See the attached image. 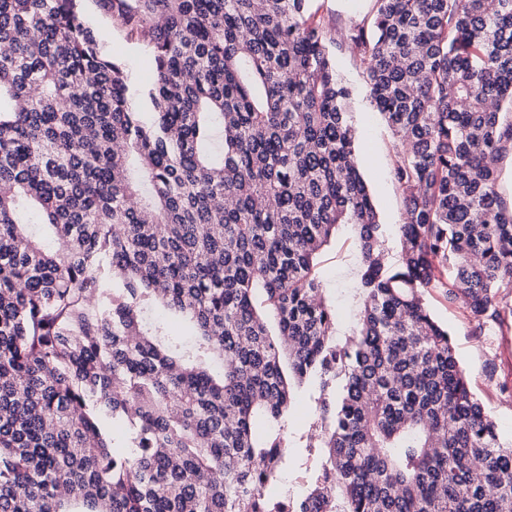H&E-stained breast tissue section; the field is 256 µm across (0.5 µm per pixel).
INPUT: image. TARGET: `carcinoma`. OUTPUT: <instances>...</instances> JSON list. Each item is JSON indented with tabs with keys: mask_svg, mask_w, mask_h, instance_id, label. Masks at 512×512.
<instances>
[{
	"mask_svg": "<svg viewBox=\"0 0 512 512\" xmlns=\"http://www.w3.org/2000/svg\"><path fill=\"white\" fill-rule=\"evenodd\" d=\"M87 2L0 0V512H512V448L423 301L503 321L512 0H374L349 31L396 140V269L308 0H93L154 64L149 121ZM341 224L343 339L314 272ZM306 386L321 463L274 499ZM362 265L357 234L350 224L336 228V234L320 251L315 271L320 278L327 300L336 307L338 322L336 334L340 338L351 335L355 315L360 305L356 285Z\"/></svg>",
	"mask_w": 512,
	"mask_h": 512,
	"instance_id": "obj_1",
	"label": "carcinoma"
}]
</instances>
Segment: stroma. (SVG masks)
I'll list each match as a JSON object with an SVG mask.
<instances>
[{"label": "stroma", "mask_w": 512, "mask_h": 512, "mask_svg": "<svg viewBox=\"0 0 512 512\" xmlns=\"http://www.w3.org/2000/svg\"><path fill=\"white\" fill-rule=\"evenodd\" d=\"M373 0H309L308 9L331 36L329 50L336 69L353 91L351 121L355 130L360 171L373 197L378 218L387 229L385 249L390 263L400 260L401 245L395 226L401 223L404 198L391 177L394 136L385 118L377 112L365 92L366 73L358 55L344 39V32L356 24H370ZM88 19L104 47L130 71L139 89H148L152 66L143 47L115 28L109 17L89 7ZM362 255L353 226H338L330 243L320 251L315 271L327 300L338 313L336 333L351 335L360 305L356 285ZM424 302L439 324L447 327L456 356L472 390L491 411L503 444L512 443V314L502 323L475 331L465 306L449 301L445 289L431 288ZM314 403L300 393L292 407L285 430L294 462L269 489L270 495L294 498L304 495L318 466L317 455L309 453L306 435L313 421Z\"/></svg>", "instance_id": "obj_1"}]
</instances>
